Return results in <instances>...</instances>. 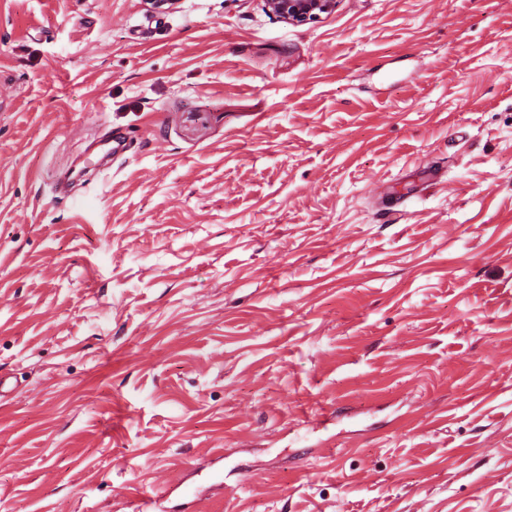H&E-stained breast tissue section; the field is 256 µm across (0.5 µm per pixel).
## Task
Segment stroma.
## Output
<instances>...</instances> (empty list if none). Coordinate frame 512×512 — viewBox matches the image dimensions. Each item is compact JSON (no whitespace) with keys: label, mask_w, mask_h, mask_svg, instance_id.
<instances>
[{"label":"stroma","mask_w":512,"mask_h":512,"mask_svg":"<svg viewBox=\"0 0 512 512\" xmlns=\"http://www.w3.org/2000/svg\"><path fill=\"white\" fill-rule=\"evenodd\" d=\"M0 376V512H512V0H0ZM267 12L290 25L319 21L336 11L341 0H263Z\"/></svg>","instance_id":"stroma-1"}]
</instances>
